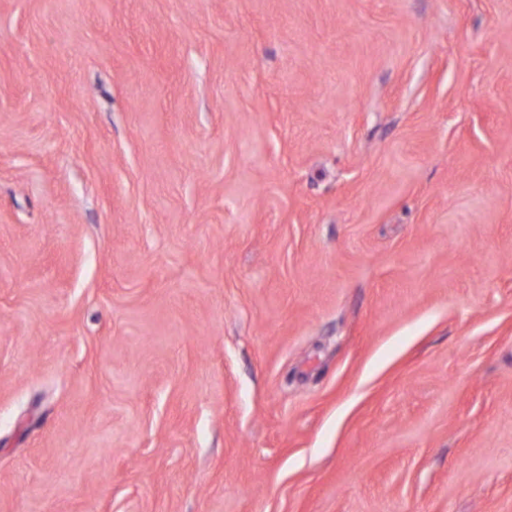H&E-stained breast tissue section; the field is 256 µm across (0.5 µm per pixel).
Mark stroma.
Returning a JSON list of instances; mask_svg holds the SVG:
<instances>
[{"mask_svg":"<svg viewBox=\"0 0 512 512\" xmlns=\"http://www.w3.org/2000/svg\"><path fill=\"white\" fill-rule=\"evenodd\" d=\"M0 512H512V0H0Z\"/></svg>","mask_w":512,"mask_h":512,"instance_id":"35a3bbf8","label":"stroma"}]
</instances>
